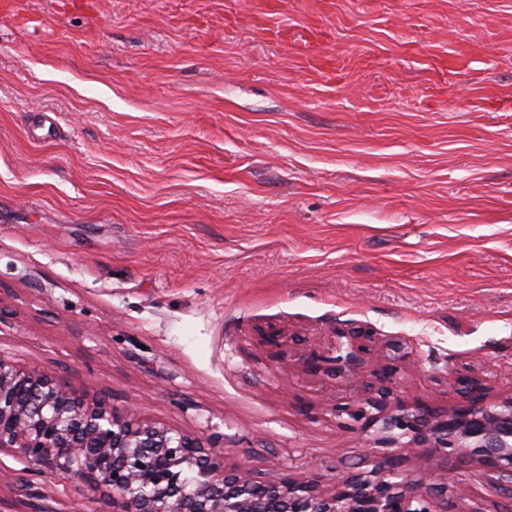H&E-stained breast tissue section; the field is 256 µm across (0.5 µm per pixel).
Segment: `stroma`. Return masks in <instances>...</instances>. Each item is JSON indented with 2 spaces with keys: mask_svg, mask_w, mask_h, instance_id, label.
I'll return each mask as SVG.
<instances>
[{
  "mask_svg": "<svg viewBox=\"0 0 512 512\" xmlns=\"http://www.w3.org/2000/svg\"><path fill=\"white\" fill-rule=\"evenodd\" d=\"M8 0L0 6V355L213 436L262 476L367 454L291 354L335 328L512 395V0ZM332 27L345 69L269 29ZM282 330L280 346L260 330ZM97 512L78 480L23 475Z\"/></svg>",
  "mask_w": 512,
  "mask_h": 512,
  "instance_id": "35a3bbf8",
  "label": "stroma"
}]
</instances>
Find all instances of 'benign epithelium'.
I'll return each mask as SVG.
<instances>
[{
	"instance_id": "1",
	"label": "benign epithelium",
	"mask_w": 512,
	"mask_h": 512,
	"mask_svg": "<svg viewBox=\"0 0 512 512\" xmlns=\"http://www.w3.org/2000/svg\"><path fill=\"white\" fill-rule=\"evenodd\" d=\"M372 343L365 330L339 331L333 348L302 350L296 361L343 379L347 395L333 412L370 433L377 452L334 477L313 464L263 480L244 463H226L223 449L203 436L0 355V456L22 465L0 462V482L49 469L100 494L106 512H459L455 472L434 463L455 458L512 504V395L489 400L485 379L466 375L448 382L460 387V404L412 406L392 367L366 370ZM410 448L427 451L414 474L401 470Z\"/></svg>"
}]
</instances>
